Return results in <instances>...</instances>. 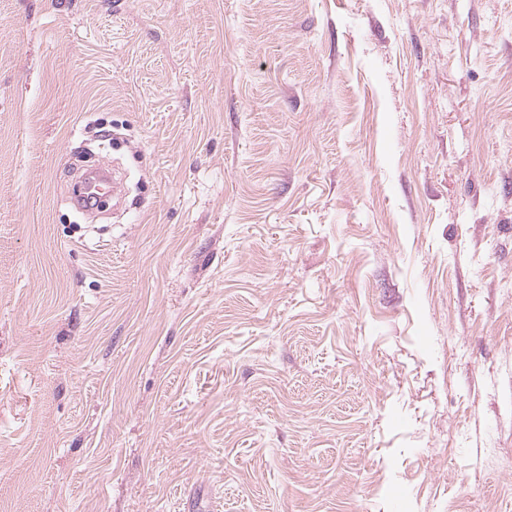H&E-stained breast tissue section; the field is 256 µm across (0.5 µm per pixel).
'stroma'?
<instances>
[{
    "label": "stroma",
    "instance_id": "1",
    "mask_svg": "<svg viewBox=\"0 0 512 512\" xmlns=\"http://www.w3.org/2000/svg\"><path fill=\"white\" fill-rule=\"evenodd\" d=\"M0 512H512V0H0ZM93 174L83 178L82 189L78 195H75V202L85 207H97L100 203V190L106 188L112 189V175L104 168H100Z\"/></svg>",
    "mask_w": 512,
    "mask_h": 512
}]
</instances>
